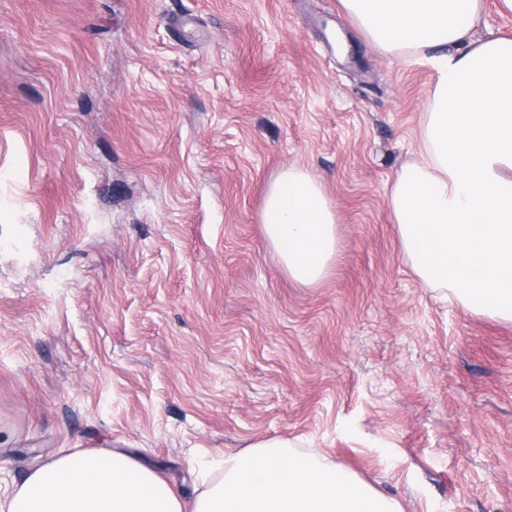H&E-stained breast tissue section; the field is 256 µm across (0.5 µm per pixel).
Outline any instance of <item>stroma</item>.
<instances>
[{
	"label": "stroma",
	"mask_w": 512,
	"mask_h": 512,
	"mask_svg": "<svg viewBox=\"0 0 512 512\" xmlns=\"http://www.w3.org/2000/svg\"><path fill=\"white\" fill-rule=\"evenodd\" d=\"M435 81L339 0H0V488L118 448L191 498L284 438L405 512H512V323L389 207ZM291 166L339 217L312 287L261 232Z\"/></svg>",
	"instance_id": "obj_1"
}]
</instances>
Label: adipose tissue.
Instances as JSON below:
<instances>
[{
    "instance_id": "ef3b65f1",
    "label": "adipose tissue",
    "mask_w": 512,
    "mask_h": 512,
    "mask_svg": "<svg viewBox=\"0 0 512 512\" xmlns=\"http://www.w3.org/2000/svg\"><path fill=\"white\" fill-rule=\"evenodd\" d=\"M382 52L436 73L421 156L389 195L403 253L427 286L512 322V37L472 38L481 0H340ZM260 222L292 281L313 286L339 255L338 216L307 172H278ZM0 512H403L351 470L282 439L225 455L193 502L149 467L109 450L34 465Z\"/></svg>"
}]
</instances>
